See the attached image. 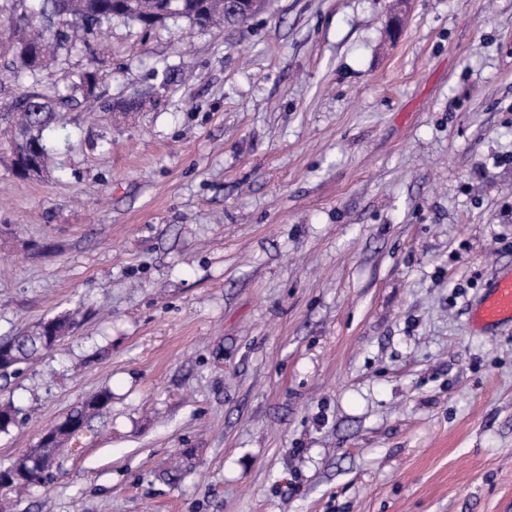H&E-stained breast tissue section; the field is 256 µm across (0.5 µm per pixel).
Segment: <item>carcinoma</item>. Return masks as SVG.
I'll return each mask as SVG.
<instances>
[{
    "instance_id": "1",
    "label": "carcinoma",
    "mask_w": 512,
    "mask_h": 512,
    "mask_svg": "<svg viewBox=\"0 0 512 512\" xmlns=\"http://www.w3.org/2000/svg\"><path fill=\"white\" fill-rule=\"evenodd\" d=\"M53 21L46 23L39 15L24 12L8 17L10 30L7 47L12 51L15 78H33L58 50L76 40H87L88 36L105 23L114 19L137 22L150 26L163 23L172 17H180L193 26L206 28L210 25L231 26L247 22L254 11H231L224 7V0H52ZM95 73L86 70L68 87L72 95L67 101L78 102L76 94L83 100L94 98ZM57 99L35 91L24 92L0 109V135L8 143L11 167L22 166L25 176L39 175L44 171L47 146L42 131L53 117ZM77 325L76 315L68 313L55 320H43L34 328L16 336L4 338L8 348L10 368L3 376L19 373L45 354L58 338L67 335ZM111 394L102 390L93 394L85 403L72 410L59 425L51 439L38 448L31 449L16 461L11 470L20 479L14 483L23 487L38 479L32 464V455L39 452L50 455L56 452L74 430L66 428L71 423L83 429L93 411L106 406Z\"/></svg>"
}]
</instances>
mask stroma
Instances as JSON below:
<instances>
[{
	"mask_svg": "<svg viewBox=\"0 0 512 512\" xmlns=\"http://www.w3.org/2000/svg\"><path fill=\"white\" fill-rule=\"evenodd\" d=\"M0 102L96 73L48 168L0 151V470L110 403L0 512H512V0H268L105 24ZM142 96L132 112L111 104ZM174 483L159 474L185 450ZM470 322L479 331L512 322V273L500 275L488 285L471 312ZM75 325H77L76 315L68 313L56 316L53 321L43 320L31 330L16 336L3 338L4 341L1 342L6 343L8 348L1 352V358L2 354L7 355L10 368L0 375L2 377L16 375L23 366L33 363L44 355L58 338L66 336Z\"/></svg>",
	"mask_w": 512,
	"mask_h": 512,
	"instance_id": "35a3bbf8",
	"label": "stroma"
}]
</instances>
